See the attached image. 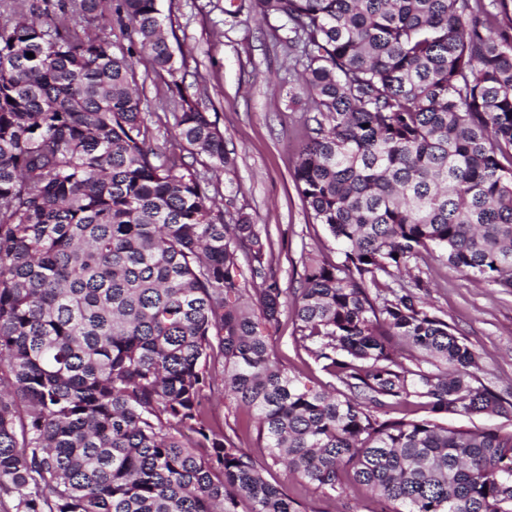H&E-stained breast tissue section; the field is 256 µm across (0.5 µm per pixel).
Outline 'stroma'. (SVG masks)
Wrapping results in <instances>:
<instances>
[{
	"label": "stroma",
	"mask_w": 512,
	"mask_h": 512,
	"mask_svg": "<svg viewBox=\"0 0 512 512\" xmlns=\"http://www.w3.org/2000/svg\"><path fill=\"white\" fill-rule=\"evenodd\" d=\"M184 89L208 112L235 159L227 171L194 155L175 136V96L166 72L148 55L133 59L144 103L147 142L185 166L208 185L220 210L246 215L267 245L271 270L281 288L296 293L303 262L314 254L328 262L340 255L333 237L315 223L294 184L295 150L303 138L310 103L298 87L297 71L279 40V22L264 20L250 0H158ZM420 275L428 288L424 300L448 321L479 355L476 382L502 397L512 396V293L453 272L425 256ZM292 307L282 308L271 336L273 354L289 375L313 388L337 380L307 350ZM210 428L234 436L263 468L265 478L284 487L302 512H380L364 487L345 484L342 493L325 496L274 462L256 430L253 412L230 401L213 403Z\"/></svg>",
	"instance_id": "1"
}]
</instances>
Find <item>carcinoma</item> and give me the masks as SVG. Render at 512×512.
I'll use <instances>...</instances> for the list:
<instances>
[{"instance_id":"carcinoma-1","label":"carcinoma","mask_w":512,"mask_h":512,"mask_svg":"<svg viewBox=\"0 0 512 512\" xmlns=\"http://www.w3.org/2000/svg\"><path fill=\"white\" fill-rule=\"evenodd\" d=\"M7 1L0 496L16 512H301L206 426L218 397L253 409L274 460L323 493L348 467L381 512H512V433L439 422L509 419L512 401L474 384L478 356L413 273L435 251L512 291V0H254L302 68L295 186L343 255L308 258L293 299L331 392L273 357L288 292L256 225L224 221L147 145L136 48L178 85L157 0ZM109 3L126 48L75 32ZM177 106V137L232 165L209 115L182 93ZM401 345L430 368L405 366ZM411 398L434 418L385 417Z\"/></svg>"}]
</instances>
